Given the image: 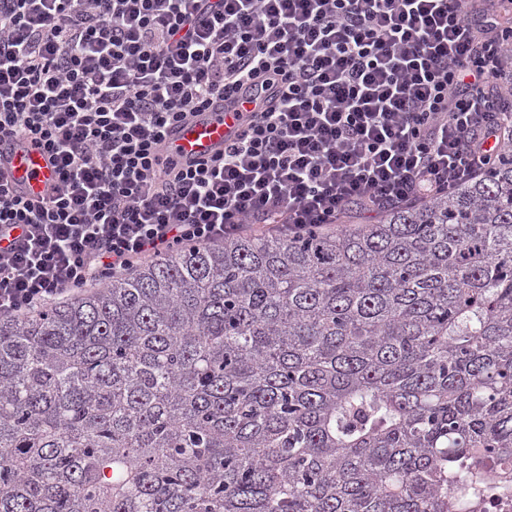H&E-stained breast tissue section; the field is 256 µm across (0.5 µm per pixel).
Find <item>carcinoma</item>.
Masks as SVG:
<instances>
[{
  "label": "carcinoma",
  "instance_id": "1",
  "mask_svg": "<svg viewBox=\"0 0 512 512\" xmlns=\"http://www.w3.org/2000/svg\"><path fill=\"white\" fill-rule=\"evenodd\" d=\"M512 468V149L428 205L0 319V512H467Z\"/></svg>",
  "mask_w": 512,
  "mask_h": 512
}]
</instances>
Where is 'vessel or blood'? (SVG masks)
Wrapping results in <instances>:
<instances>
[{"label":"vessel or blood","mask_w":512,"mask_h":512,"mask_svg":"<svg viewBox=\"0 0 512 512\" xmlns=\"http://www.w3.org/2000/svg\"><path fill=\"white\" fill-rule=\"evenodd\" d=\"M235 127L234 115L217 101L176 125L166 138L170 158L202 161L224 148V140ZM0 168L24 196L42 197L54 178V170L44 151L31 143L0 152Z\"/></svg>","instance_id":"b4317fda"}]
</instances>
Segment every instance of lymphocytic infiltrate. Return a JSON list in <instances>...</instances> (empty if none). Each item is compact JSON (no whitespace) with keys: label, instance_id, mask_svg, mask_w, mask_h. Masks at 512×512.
Returning a JSON list of instances; mask_svg holds the SVG:
<instances>
[{"label":"lymphocytic infiltrate","instance_id":"f902f5d3","mask_svg":"<svg viewBox=\"0 0 512 512\" xmlns=\"http://www.w3.org/2000/svg\"><path fill=\"white\" fill-rule=\"evenodd\" d=\"M479 0H0V141L43 147L28 199L0 173V317L23 318L174 251L451 193L506 144L512 37ZM273 89L196 165L168 129Z\"/></svg>","mask_w":512,"mask_h":512}]
</instances>
